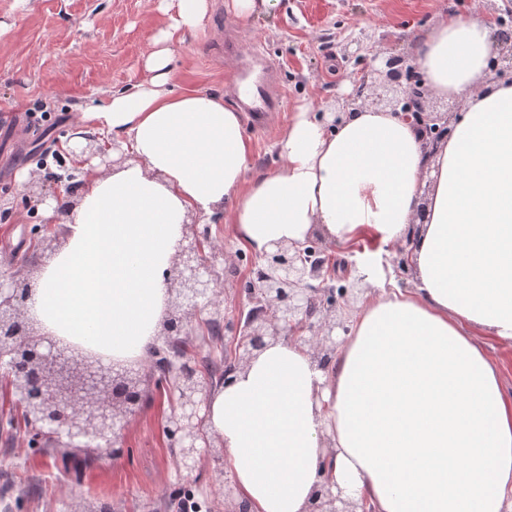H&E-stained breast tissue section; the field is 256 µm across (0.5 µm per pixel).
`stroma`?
<instances>
[{
	"label": "stroma",
	"instance_id": "obj_1",
	"mask_svg": "<svg viewBox=\"0 0 512 512\" xmlns=\"http://www.w3.org/2000/svg\"><path fill=\"white\" fill-rule=\"evenodd\" d=\"M210 4L204 27L172 45L173 90L195 89L233 105L224 59L205 52L228 27L244 58L258 50L279 63L286 90L269 129L245 131L248 183L280 167L275 145L299 100L345 111L353 82L375 80L379 57L413 56L419 33L450 5L474 9V0H277L244 22L224 0ZM170 16L160 0H0V269L34 273L51 256L50 247L26 242L46 221L45 206L33 204L34 177L56 172L52 154L72 140L79 107L105 104L111 92L144 78V60ZM144 387L150 399L126 428L122 453L102 454L78 478L62 468L75 449L27 446L22 411L1 390L0 419L15 420L17 441L0 439V512H74L86 503L114 512H181L186 495H211L217 476L209 457L177 471L164 431L168 397L152 382Z\"/></svg>",
	"mask_w": 512,
	"mask_h": 512
}]
</instances>
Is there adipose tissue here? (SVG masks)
<instances>
[{"label":"adipose tissue","instance_id":"1","mask_svg":"<svg viewBox=\"0 0 512 512\" xmlns=\"http://www.w3.org/2000/svg\"><path fill=\"white\" fill-rule=\"evenodd\" d=\"M169 7L145 79L81 112L131 159L82 175L28 318L103 362L142 361L192 211H223L256 253L315 233L369 241V269L413 240L412 287L374 277L328 367L302 341L270 342L212 395L209 431L253 512H309L327 478L376 512H512V396L480 343L512 344V81L491 75L489 15H441L419 39L413 66L459 104L435 153L388 110L361 105L330 127L304 102L278 143L281 167L248 185L238 112L170 87V46L204 26L208 0Z\"/></svg>","mask_w":512,"mask_h":512}]
</instances>
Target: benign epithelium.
Wrapping results in <instances>:
<instances>
[{"label": "benign epithelium", "mask_w": 512, "mask_h": 512, "mask_svg": "<svg viewBox=\"0 0 512 512\" xmlns=\"http://www.w3.org/2000/svg\"><path fill=\"white\" fill-rule=\"evenodd\" d=\"M497 55L492 72L512 78V42L494 36ZM406 57L391 55L381 73L395 95L387 106L411 123L425 147L435 150L451 134L453 111L434 112L426 102L427 89L403 83ZM84 146L75 170L98 157L107 162L98 137L81 134ZM395 248L391 265L397 277L409 272V244ZM224 255V242L212 236L208 224L196 225L192 236L176 254L169 271L174 293L168 316L149 351L150 371L158 374L157 386L168 391L173 409L167 432L173 441L181 469H193L204 448L211 449L212 463L222 477L219 493L224 512H251L249 503L236 495L232 478L224 471V448L212 444L207 427V404L218 383L231 375L266 346L279 339H299L313 349L320 367L336 355L348 328L336 318L334 260L325 248L310 243L277 242L251 264L245 275L248 310L234 318L224 312L222 285L213 259ZM30 284L20 272H0V378L5 380L32 431L29 444L44 439L66 448L99 450L123 448V423L143 408L147 393L141 388L140 371L133 367L105 366L55 342H44L25 316ZM201 313L224 330L231 345L225 358L224 377L216 380L201 372L199 360L188 348L186 326ZM312 512H374L368 501L342 497L335 484L325 481L315 491Z\"/></svg>", "instance_id": "1"}]
</instances>
